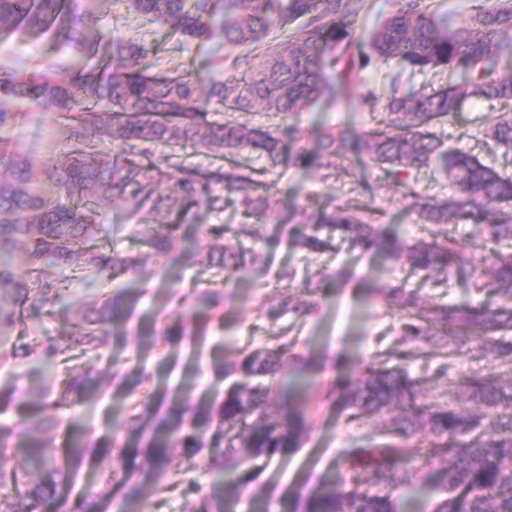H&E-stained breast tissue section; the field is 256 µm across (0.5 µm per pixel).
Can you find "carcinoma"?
<instances>
[{"label": "carcinoma", "instance_id": "cac0c4a2", "mask_svg": "<svg viewBox=\"0 0 512 512\" xmlns=\"http://www.w3.org/2000/svg\"><path fill=\"white\" fill-rule=\"evenodd\" d=\"M121 6L184 40L222 37L224 47L237 52L233 73L206 82L192 72L150 73L140 66L150 53L146 45L114 41L101 28L106 9ZM367 9L368 0H0L1 35L39 34L51 41L31 68L0 65V132L27 118L6 103L24 102L29 111L51 113L59 121L64 157L51 155L37 170L0 137V366L21 380L65 361L72 345L49 336L7 347L9 331L22 322H33L36 332L47 330L54 307L70 291L71 280L57 271H69L89 285L92 274L138 273L136 259L98 245L101 219L112 208L134 220L131 235L159 258L172 252L183 225L201 208L222 212L240 206L249 215L266 213L265 196L258 191L269 168L188 164L183 153L204 147L226 157L249 148L275 168L282 163V140L263 124L209 119L198 106L202 92L236 112L259 105L285 118L343 98L353 73L375 63L411 72L464 67L468 75L461 84L413 97L392 86L382 97L398 120L354 140L344 127L324 126L317 134V153L300 148L290 162L307 167L324 157V166L348 175L336 156L351 144L397 181L426 223L486 225L489 239L499 246L493 291L502 301L421 309L418 295L402 287L381 294L405 315L401 335L414 336L433 351L455 338L449 356L465 353L474 336L512 334V214L501 219L487 209L493 201L512 204V177L461 147L445 148L431 130L468 98L499 102L509 111L486 135L512 151V73L492 78L501 61H512V0H470L463 15L448 10L446 0H396L391 14L364 31L360 23ZM109 143L115 152L103 149ZM153 146L163 150L154 152ZM430 168L451 182L452 194L422 199L411 173ZM230 233L238 240L235 247L226 243ZM206 234L214 245L204 258L210 268L235 273L248 266L250 249L243 239L256 236L258 225L208 224ZM337 238L376 246L427 276L438 268L477 274L470 254L451 239L407 243L341 209L316 214L313 232L297 245L322 252L335 247ZM20 249L26 254L21 273L15 265ZM140 283L98 297L77 339L84 353L98 352L102 337L136 316L148 280ZM178 303L189 321L170 324L156 346L186 338L190 355L200 354L211 327L223 323L222 299L198 291L178 297ZM292 350L283 341L243 354L224 367V379L230 380L224 394H187L177 411L164 409L166 396L149 388L151 378L140 371L143 399L125 411L122 422L138 438L132 449L115 442L107 449L93 437L61 456L52 440L33 436L50 403L25 406L21 388L0 394L1 416L14 407L22 410L15 421L0 420V450L12 459L10 467L0 468V512H47L54 501L69 504L67 512H128L142 499L162 498L179 487L168 468L172 447L186 449L193 460L203 457L204 468L217 475L208 498L214 512H224V474L250 458L298 446L305 432L306 399H294L278 414L271 410L276 377ZM94 372L88 365L71 374L66 394L78 401L98 398ZM128 376L112 366L113 395L132 390ZM458 388L478 403L480 413L420 400L416 382L388 366L383 356L368 364L346 387L353 417L395 408L401 416L386 433L387 441L346 451L343 467L355 488H322L307 499L304 512H404L403 491L422 481L410 445L422 430L430 458L448 462L433 512H512V380L475 373L462 378ZM107 452L114 466L103 488L70 498L63 478L75 479L84 464ZM15 496L25 501L24 509L14 506Z\"/></svg>", "mask_w": 512, "mask_h": 512}]
</instances>
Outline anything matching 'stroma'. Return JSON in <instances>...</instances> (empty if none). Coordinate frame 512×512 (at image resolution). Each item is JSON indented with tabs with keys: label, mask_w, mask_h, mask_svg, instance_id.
<instances>
[{
	"label": "stroma",
	"mask_w": 512,
	"mask_h": 512,
	"mask_svg": "<svg viewBox=\"0 0 512 512\" xmlns=\"http://www.w3.org/2000/svg\"><path fill=\"white\" fill-rule=\"evenodd\" d=\"M104 24L114 39L146 42L151 53L145 63L154 73L188 70L205 77L211 59L226 53L221 40L181 43L166 29L123 9L107 16ZM354 99V93H346L336 104L304 109L296 120L311 132L344 124L361 136L387 119L385 107L369 112L356 108ZM499 112L498 103L470 98L448 123L436 127L435 133L498 171L512 174V152L496 147L485 135ZM7 136L38 164L61 150L60 126L50 114L29 113ZM343 162L350 173L339 179L328 177L323 167L302 169L285 163L266 176L269 220L259 228L248 267L222 287L223 327L211 329L209 348L200 361L189 358L185 343L159 349L155 342L168 323L187 320L186 311L177 304L178 296L211 285V272L200 266L211 246L205 225L243 224L246 216L232 207L221 213L200 210L194 223L184 225L181 231L177 246L184 258L177 262L151 257L143 250L131 237L123 214L110 213L103 218L101 245L138 258L150 291L141 299L130 325L103 342L96 367L101 398L59 409L63 422L51 432L58 447H66L73 431L81 428L136 446L134 435L118 429L116 412L121 402L112 396L109 375L113 365L146 369L163 391L174 390L184 380L193 382L197 392L214 393L224 388L219 371L222 364L235 360L243 350L272 346L285 336L294 341L295 352L305 363L301 372L287 370L283 377L305 385L307 430L299 447L279 452L251 485L240 488L235 478H225L224 512H299L311 493L343 479L346 448L356 442L369 443L371 435L396 418L395 412L386 410L365 421L352 420V410L342 394L344 384L356 380L373 355H393L394 365L405 368L417 381L422 399L433 402L445 396L466 411L475 410L476 405L457 396L456 385L463 375L492 371L512 378V365L503 363L484 339L473 341L471 353L459 357L420 354L417 341L401 333L402 314L392 310L380 294L381 289L401 285L417 291L423 305L431 306L490 302L494 299L491 292L477 291L472 281L457 275L452 276L449 289L432 287L422 274L375 248L341 243L335 250L319 254L297 247V240L310 232L320 209L362 208L379 228L408 242L431 240L443 231L452 234L471 253L481 282H488L493 244L484 225L460 223L443 228L425 224L383 170L364 165L360 155L348 151ZM322 267L328 269L330 280L308 288V272ZM286 268L295 271V279L280 280L279 274ZM124 285V279L108 274L90 285L73 282L65 303L58 306L48 325L50 335L65 338L78 334L81 314L97 296ZM286 294L302 302L313 301V312L298 316L283 310L280 299ZM170 472L182 480L181 489L164 499L145 500L133 512H211L207 491L213 474L192 467L180 448L172 451Z\"/></svg>",
	"instance_id": "1"
}]
</instances>
